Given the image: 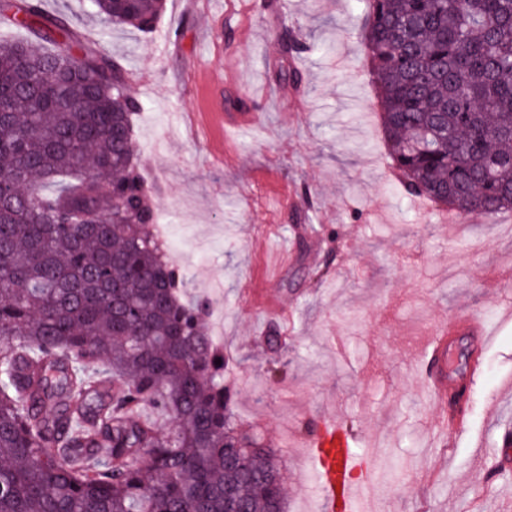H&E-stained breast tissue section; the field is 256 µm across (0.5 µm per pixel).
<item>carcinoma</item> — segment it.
Here are the masks:
<instances>
[{"instance_id": "cac0c4a2", "label": "carcinoma", "mask_w": 512, "mask_h": 512, "mask_svg": "<svg viewBox=\"0 0 512 512\" xmlns=\"http://www.w3.org/2000/svg\"><path fill=\"white\" fill-rule=\"evenodd\" d=\"M89 8L151 32L165 0ZM0 18L31 34L0 44V512H286L207 304L181 299L149 229L125 67L75 50L41 0ZM363 39L406 193L511 210L512 0H367Z\"/></svg>"}]
</instances>
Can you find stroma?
I'll return each mask as SVG.
<instances>
[{"instance_id":"35a3bbf8","label":"stroma","mask_w":512,"mask_h":512,"mask_svg":"<svg viewBox=\"0 0 512 512\" xmlns=\"http://www.w3.org/2000/svg\"><path fill=\"white\" fill-rule=\"evenodd\" d=\"M42 8L117 59L145 104L136 139L165 246L189 296L212 301L235 416L276 448L288 512H323L306 440L329 417L383 454L384 512H512V211L451 224L404 192L364 0H166L146 35L102 32L83 0ZM285 29L301 50L285 54ZM239 102L258 120L230 136ZM468 315L493 337L453 336L471 378L464 426L445 430L421 359L436 328Z\"/></svg>"}]
</instances>
